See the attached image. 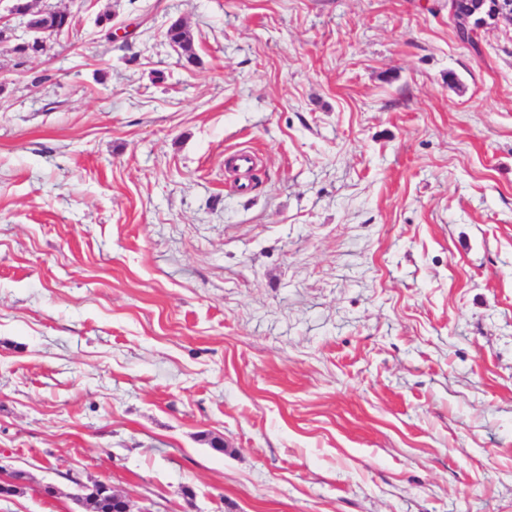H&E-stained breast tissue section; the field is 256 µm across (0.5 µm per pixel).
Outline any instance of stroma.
<instances>
[{"label": "stroma", "mask_w": 512, "mask_h": 512, "mask_svg": "<svg viewBox=\"0 0 512 512\" xmlns=\"http://www.w3.org/2000/svg\"><path fill=\"white\" fill-rule=\"evenodd\" d=\"M32 8L74 24L0 46V512H74L76 479L512 512V20L473 48L448 0ZM31 15L32 23L41 28L34 27L30 22H28V27L25 25V28L28 32L33 33V37L28 38L27 40L29 41L24 42L23 45L31 50L34 55H39L46 51L49 39L56 34L53 30L45 29H55L60 27V16L58 14V10L52 9L38 11ZM166 36L172 43L178 45L186 52V60L188 63L195 62L196 57L194 53H192L191 37L182 20L177 19L173 21L167 28Z\"/></svg>", "instance_id": "obj_1"}]
</instances>
